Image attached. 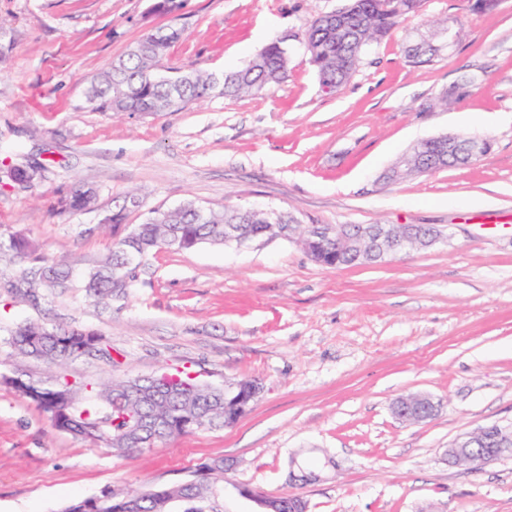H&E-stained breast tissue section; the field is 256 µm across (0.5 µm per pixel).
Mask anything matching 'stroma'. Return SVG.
<instances>
[{
    "instance_id": "stroma-1",
    "label": "stroma",
    "mask_w": 512,
    "mask_h": 512,
    "mask_svg": "<svg viewBox=\"0 0 512 512\" xmlns=\"http://www.w3.org/2000/svg\"><path fill=\"white\" fill-rule=\"evenodd\" d=\"M475 2L423 0L335 93L298 46L288 80L258 95L117 116L89 107L86 88L147 31L185 30L163 67L228 72L348 0H183L173 18L150 13L151 0H0V236L74 268L70 287L37 307L0 288V512H65L107 488H164L218 457L236 462L218 512H255L242 486L301 496L308 512H512V456L475 469L445 457L466 432L512 427V0ZM423 39L441 51L418 67L408 50ZM471 76L468 96L432 108ZM447 132L488 139L491 151L383 180L414 144ZM24 160L49 170L22 187L3 171ZM81 185L97 190L95 208L60 212ZM131 190L139 207L108 223ZM189 199L305 224H429L450 237L337 268L283 238L161 249L125 296L86 295L83 272L129 225ZM32 321L100 334L117 366L16 355L6 339ZM183 367L218 387L253 379L264 389L232 427L116 454L58 431L9 383ZM417 393L440 400L438 414L395 417L393 402ZM294 457L310 461L315 481L290 479Z\"/></svg>"
}]
</instances>
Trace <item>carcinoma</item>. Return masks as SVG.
Returning <instances> with one entry per match:
<instances>
[{"mask_svg": "<svg viewBox=\"0 0 512 512\" xmlns=\"http://www.w3.org/2000/svg\"><path fill=\"white\" fill-rule=\"evenodd\" d=\"M421 0H350V4L333 16L322 15L292 34L302 45L308 63L314 68L319 84L339 90L362 63L366 53L390 33L399 21L418 10ZM182 30L173 26L159 28L143 36L126 57L94 78L88 87L87 102L102 112H137L155 114L182 108L212 95L240 97L256 95L266 87L288 77L290 58L285 52L283 38L273 39L246 67L218 75L196 71L170 76L159 69L160 61L170 46L179 41ZM439 47L428 40L409 49L408 57L417 65L427 64L437 56ZM458 152L450 155L434 143H426L431 162L426 169L437 170L461 167L468 161L466 149L477 137L455 134ZM42 165H13L7 176L17 184L39 177ZM90 198L87 190L76 188L60 200L64 212L85 211ZM198 204L187 201L170 210H154L130 235L113 244L112 253L85 274V287L100 300L126 294L137 279V268L127 270L123 280L112 277V268L121 264L130 246L146 257L156 248L189 250L201 244L224 243V225L241 224L258 236L265 235L268 225L263 216L250 209L209 210L208 219H199ZM7 250L27 259L10 277L22 280V290L15 298L32 303L43 292L61 288V281L72 277L71 266L65 261L46 257H31L26 244L18 237L0 240V251ZM317 263L327 267L357 264L351 253L322 252ZM98 335L91 331L67 329L31 322L18 327L7 343L22 356L36 353V358L48 364L71 360L79 348L91 344ZM177 383L160 394L152 390L148 378H112L92 384L91 389L70 386L61 379L42 389L40 398H31L48 414L53 426L65 433L100 442L116 452L129 451L126 431L139 416L161 420L171 436L197 430L196 421L204 416L208 428L231 427L238 421V412L225 403L219 387L198 384L188 371L176 372ZM122 394L123 404L114 402ZM207 468L204 484L193 488L181 484L159 490L148 489L134 493L111 492V512H126V501L136 498L141 512H159V503L182 498L191 507L184 512H196L192 497L204 495L224 482V459L203 464Z\"/></svg>", "mask_w": 512, "mask_h": 512, "instance_id": "obj_1", "label": "carcinoma"}]
</instances>
